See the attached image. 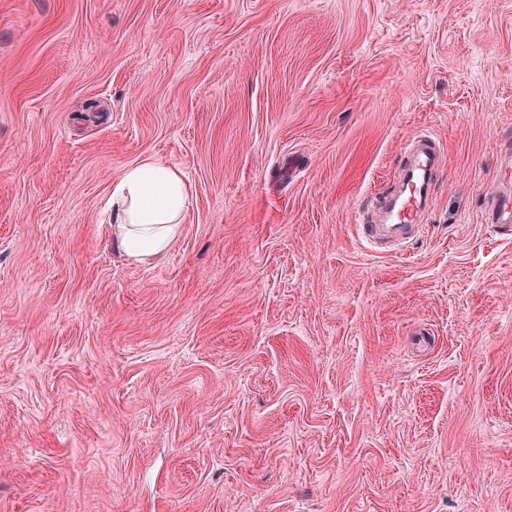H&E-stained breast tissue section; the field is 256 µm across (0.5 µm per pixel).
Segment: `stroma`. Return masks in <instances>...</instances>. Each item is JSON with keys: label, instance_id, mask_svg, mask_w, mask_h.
Masks as SVG:
<instances>
[{"label": "stroma", "instance_id": "35a3bbf8", "mask_svg": "<svg viewBox=\"0 0 512 512\" xmlns=\"http://www.w3.org/2000/svg\"><path fill=\"white\" fill-rule=\"evenodd\" d=\"M508 139L512 0H0V512H512ZM146 158L190 198L132 263ZM443 168V154L437 141L427 134L413 138L396 169L397 190L391 189L375 197V202L359 221L366 242L395 248L420 233L421 214L430 205ZM380 214L383 219L377 222ZM497 182L488 211L487 224L494 228L511 229L512 227V148L505 145L496 165ZM188 197L172 166L144 159L126 167L112 188V241L133 262L166 253L181 231Z\"/></svg>", "mask_w": 512, "mask_h": 512}]
</instances>
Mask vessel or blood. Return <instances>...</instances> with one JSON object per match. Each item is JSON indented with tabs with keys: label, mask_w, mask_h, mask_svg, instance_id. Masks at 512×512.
Returning a JSON list of instances; mask_svg holds the SVG:
<instances>
[{
	"label": "vessel or blood",
	"mask_w": 512,
	"mask_h": 512,
	"mask_svg": "<svg viewBox=\"0 0 512 512\" xmlns=\"http://www.w3.org/2000/svg\"><path fill=\"white\" fill-rule=\"evenodd\" d=\"M444 168L437 141L421 134L401 155L393 190L381 193L359 222L367 243L399 247L422 230L421 214L432 199L438 175ZM496 186L487 221L493 227H512V148L501 152L496 165Z\"/></svg>",
	"instance_id": "vessel-or-blood-1"
}]
</instances>
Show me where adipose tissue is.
<instances>
[{"label": "adipose tissue", "mask_w": 512, "mask_h": 512, "mask_svg": "<svg viewBox=\"0 0 512 512\" xmlns=\"http://www.w3.org/2000/svg\"><path fill=\"white\" fill-rule=\"evenodd\" d=\"M188 197L172 166L144 159L126 167L112 188L113 242L134 262L166 253L181 231Z\"/></svg>", "instance_id": "1"}]
</instances>
